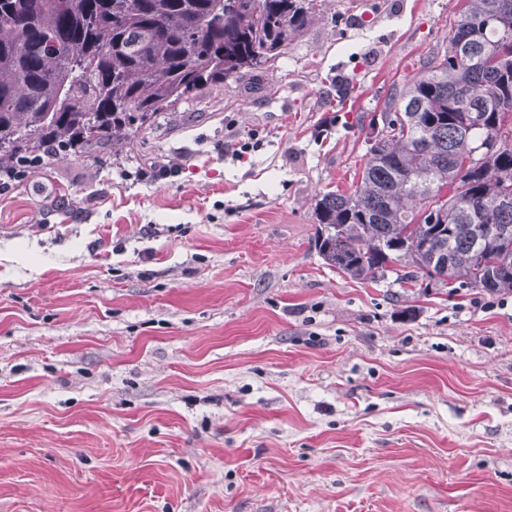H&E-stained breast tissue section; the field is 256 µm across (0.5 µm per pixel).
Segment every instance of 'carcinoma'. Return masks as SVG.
<instances>
[{"mask_svg": "<svg viewBox=\"0 0 512 512\" xmlns=\"http://www.w3.org/2000/svg\"><path fill=\"white\" fill-rule=\"evenodd\" d=\"M318 0H0V168L49 145L121 151L203 85L257 71ZM58 42L56 52L36 49ZM369 122L357 184L316 201L315 248L349 277L512 292V0H463L449 46ZM492 239L480 245L487 228Z\"/></svg>", "mask_w": 512, "mask_h": 512, "instance_id": "1", "label": "carcinoma"}]
</instances>
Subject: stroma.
Returning a JSON list of instances; mask_svg holds the SVG:
<instances>
[{
  "label": "stroma",
  "mask_w": 512,
  "mask_h": 512,
  "mask_svg": "<svg viewBox=\"0 0 512 512\" xmlns=\"http://www.w3.org/2000/svg\"><path fill=\"white\" fill-rule=\"evenodd\" d=\"M458 9L324 0L262 70L0 192V512H512V292L314 247Z\"/></svg>",
  "instance_id": "1"
}]
</instances>
